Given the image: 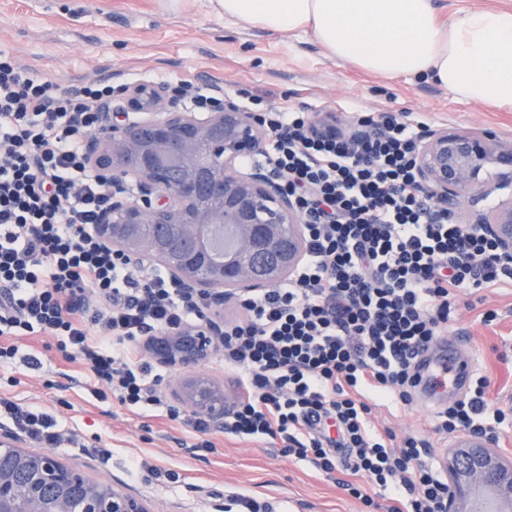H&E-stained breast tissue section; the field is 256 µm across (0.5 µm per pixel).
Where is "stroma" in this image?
<instances>
[{"mask_svg": "<svg viewBox=\"0 0 512 512\" xmlns=\"http://www.w3.org/2000/svg\"><path fill=\"white\" fill-rule=\"evenodd\" d=\"M0 50L20 65L67 88L184 77L241 90L273 106L305 105L335 113L341 129H356L360 113L392 109L428 128L486 129L512 139V111L492 110L436 84L401 75L379 78L326 55L305 35L271 33L227 21L216 0H0ZM465 337L461 354L489 378L488 402L512 408V281L462 290L444 332ZM48 336L20 339L40 368L16 362L0 371L14 378L8 395L53 414L70 440L49 456L94 481L115 482L156 512H213L246 497L258 512H363L344 490L345 461L325 473L282 451L280 442L211 430V448L162 411L102 403L77 364L52 350ZM369 420L380 435L413 437L444 452L450 436L436 432L422 396L409 407L376 403ZM178 480H171V473Z\"/></svg>", "mask_w": 512, "mask_h": 512, "instance_id": "1", "label": "stroma"}]
</instances>
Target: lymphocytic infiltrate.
<instances>
[{
  "label": "lymphocytic infiltrate",
  "instance_id": "1",
  "mask_svg": "<svg viewBox=\"0 0 512 512\" xmlns=\"http://www.w3.org/2000/svg\"><path fill=\"white\" fill-rule=\"evenodd\" d=\"M170 88L192 111L224 103L217 85L179 79ZM119 93L101 81L60 88L0 51V367L19 358L39 367L15 340L54 337L98 401L165 409L206 448L207 420L166 407L162 375L135 350L147 333L200 319L199 304L159 269L133 272L96 234L112 185L93 170L85 139ZM244 109L268 131L264 151L248 162L284 173L309 249L293 277L244 295V314L224 335V361L244 390L225 431L281 440L285 454L326 472L347 452L356 477L348 490L364 505H373L369 490L378 487L394 495L388 512H448V480L432 448L413 438L388 446L368 425L369 402L410 405L417 360L440 335L458 291L511 280L512 266L421 187L423 128L402 113L360 116L351 139L329 115L265 109L252 95ZM489 385L477 377L437 411L438 431L495 436L506 414L490 410ZM0 417L37 445L62 440L51 414L1 393ZM327 421L336 436L324 434Z\"/></svg>",
  "mask_w": 512,
  "mask_h": 512
}]
</instances>
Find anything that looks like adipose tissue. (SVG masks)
<instances>
[{"label":"adipose tissue","instance_id":"adipose-tissue-1","mask_svg":"<svg viewBox=\"0 0 512 512\" xmlns=\"http://www.w3.org/2000/svg\"><path fill=\"white\" fill-rule=\"evenodd\" d=\"M225 20L308 33L331 58L391 79H429L458 98L512 105V11L441 20L435 0H217Z\"/></svg>","mask_w":512,"mask_h":512}]
</instances>
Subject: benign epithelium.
Returning <instances> with one entry per match:
<instances>
[{
    "mask_svg": "<svg viewBox=\"0 0 512 512\" xmlns=\"http://www.w3.org/2000/svg\"><path fill=\"white\" fill-rule=\"evenodd\" d=\"M262 126L231 98L209 113L201 126L192 112L172 105L162 86L132 87L101 126L86 139L95 172L112 180V210L97 225L99 238L133 265L162 264L170 278L211 312L199 322L159 333L145 352L180 375L175 399L205 415L213 427L236 398L224 385L197 372L218 352L224 337V306L248 292L294 275L307 251L304 221L277 178L263 166L247 170L239 161L263 151ZM421 185L448 209L475 207L504 194L490 213L474 223L512 262V140L488 130L441 126L422 139L417 157ZM224 260H213L215 251ZM22 438L0 436V512L22 502L31 512H153L118 485L112 494L69 466L53 462L19 483L6 461H15ZM493 442L460 432L441 459L448 474V512H512V459L491 449ZM57 485L48 499L43 485Z\"/></svg>",
    "mask_w": 512,
    "mask_h": 512,
    "instance_id": "7a95c632",
    "label": "benign epithelium"
}]
</instances>
